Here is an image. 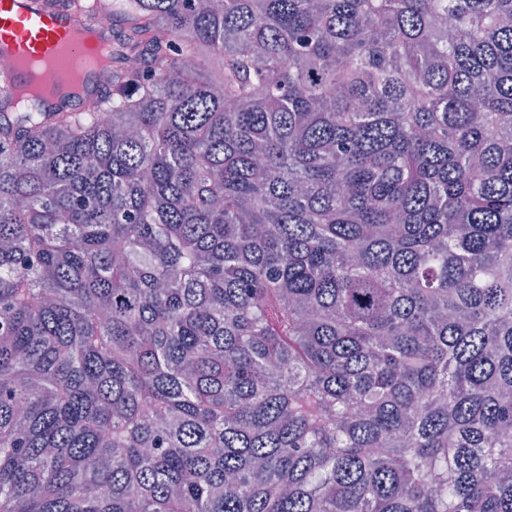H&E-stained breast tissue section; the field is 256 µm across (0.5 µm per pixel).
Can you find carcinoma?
<instances>
[{"label": "carcinoma", "instance_id": "1", "mask_svg": "<svg viewBox=\"0 0 512 512\" xmlns=\"http://www.w3.org/2000/svg\"><path fill=\"white\" fill-rule=\"evenodd\" d=\"M43 2L124 30L0 88V512H512V0Z\"/></svg>", "mask_w": 512, "mask_h": 512}]
</instances>
